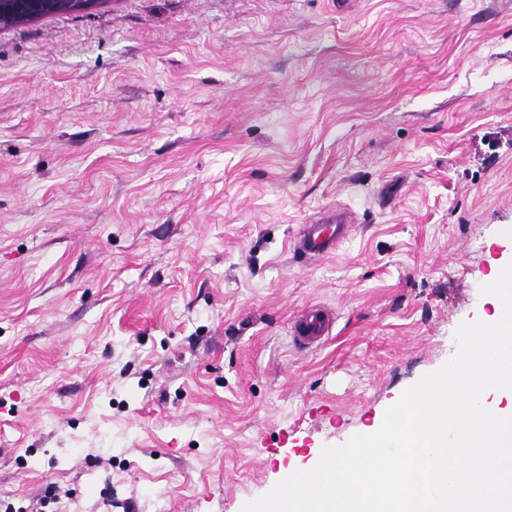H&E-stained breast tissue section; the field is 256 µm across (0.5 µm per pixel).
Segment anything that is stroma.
<instances>
[{
	"instance_id": "stroma-1",
	"label": "stroma",
	"mask_w": 512,
	"mask_h": 512,
	"mask_svg": "<svg viewBox=\"0 0 512 512\" xmlns=\"http://www.w3.org/2000/svg\"><path fill=\"white\" fill-rule=\"evenodd\" d=\"M357 224L300 266L321 212ZM512 0H96L0 30V500L241 512L491 312ZM336 313L317 349L288 324Z\"/></svg>"
}]
</instances>
